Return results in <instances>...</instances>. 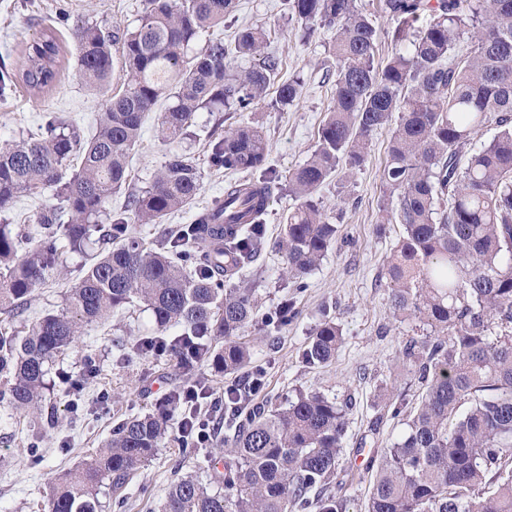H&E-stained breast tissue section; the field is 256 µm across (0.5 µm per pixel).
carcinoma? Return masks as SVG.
<instances>
[{
	"label": "carcinoma",
	"instance_id": "obj_1",
	"mask_svg": "<svg viewBox=\"0 0 512 512\" xmlns=\"http://www.w3.org/2000/svg\"><path fill=\"white\" fill-rule=\"evenodd\" d=\"M283 5L305 36L333 34L337 67L316 148L286 177L299 205L278 242L283 274L303 289L304 276L336 243L337 225L317 191L339 165L361 167L373 135L390 126L382 180L396 207L382 208L381 223L403 227L387 265L390 304L430 329L399 352L407 378L390 417L406 414L407 429L371 459L367 512H512V0H381L392 22L384 31L355 0ZM235 8L236 0H145L131 28L77 26L83 84L109 85L115 52L124 75L96 133L84 140L65 117L45 112L40 135L0 146V214L11 213L22 193L49 190L57 200L27 225L0 224V313L29 301L61 268L63 249L97 245L60 312L23 336L0 327V407L41 414L50 366L85 327L135 301L158 334L183 327L213 373L256 365L243 340L259 318L254 289L231 279L262 251L264 216L280 188L262 131L239 124L211 137V167L260 176L228 185L224 199L190 224L151 239L130 227L161 224L193 205L202 173L176 150L123 212L106 208L128 182V158L160 96L176 100L160 122L170 144L201 110L250 112L272 89L282 106L298 98V83H276L282 61L263 52L261 31L242 29L231 42L212 38L188 53ZM427 14L409 53L375 62L381 38L404 41ZM60 52L57 31L46 27L14 66H0V99L19 82L34 92L51 87ZM489 124L497 134L473 148ZM295 313L285 299L259 319L278 330ZM218 339L220 349L212 345ZM342 343L341 326L327 317L302 361L325 366ZM351 407L350 399L301 390L284 406L256 405L248 383L227 386L224 420L234 433L224 440L217 488L184 474L162 512H345L329 485ZM169 416L159 408L121 420L80 466L51 477L44 512H101L104 480L119 486L146 466L169 432Z\"/></svg>",
	"mask_w": 512,
	"mask_h": 512
}]
</instances>
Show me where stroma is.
<instances>
[{
	"label": "stroma",
	"mask_w": 512,
	"mask_h": 512,
	"mask_svg": "<svg viewBox=\"0 0 512 512\" xmlns=\"http://www.w3.org/2000/svg\"><path fill=\"white\" fill-rule=\"evenodd\" d=\"M143 7L144 0H0V58L6 64H14L20 46L37 37L44 26H54L65 42L63 69L54 87L35 94L21 86L0 101V143L22 133L39 134L46 112L62 113L82 137H91L105 98L79 80L72 32L88 21L105 27L134 23ZM247 27L264 30L265 52L283 62L280 80L297 79L300 95L287 106L274 105L268 98L253 111L229 112L225 119L260 127L268 140L269 163L284 176L315 149L335 83L332 35L320 30L309 41H302L300 28L285 13L282 0H238L234 17L211 28L209 34L229 40ZM171 104V98H160L146 114L142 137L130 154L129 182L113 193L107 207L113 212L123 210L129 193L151 184L169 150L184 151L196 159L203 185L191 209L166 219V226L173 228L190 223L195 212L222 198L225 186L238 176L208 164L214 113H196L184 139L173 146L162 143L157 128ZM389 138V129L379 130L363 165L351 174L337 169L319 190L326 210L341 216L337 242L306 276L307 288L296 298L297 316L277 332H267L256 323L245 333L265 369L259 402L279 404L299 390L351 398L344 448L330 487L346 512H365L373 481L370 459L405 431L401 421L383 419L382 414L400 371L396 355L408 339L420 333L414 322L394 316L385 279L388 258L402 232L401 225L378 223L380 207L389 198L382 181ZM297 205L288 190L275 192L265 217L266 248L243 271L244 280L255 290L259 312L275 308L288 291L283 257L275 244L286 216ZM62 261V274L37 288L21 320L30 323L61 310L63 295L81 276L85 258L66 251ZM327 316L341 325L344 343L335 361L306 366L302 352L315 326ZM154 332L150 312L139 304L115 312L105 323L86 327L78 345L53 364L47 377L46 397L55 408L53 423L0 408V512H42L48 482L55 473L80 465L117 421L153 411L166 393L198 378L206 379L219 393L230 384V377L212 375L206 365L189 369L168 354L133 351L135 341ZM34 430L43 452L36 465L26 452ZM223 441L219 434L203 447L186 448L177 426H170L147 466L119 489L103 486L100 499L105 512H159L177 476L193 473L208 479Z\"/></svg>",
	"instance_id": "1"
}]
</instances>
